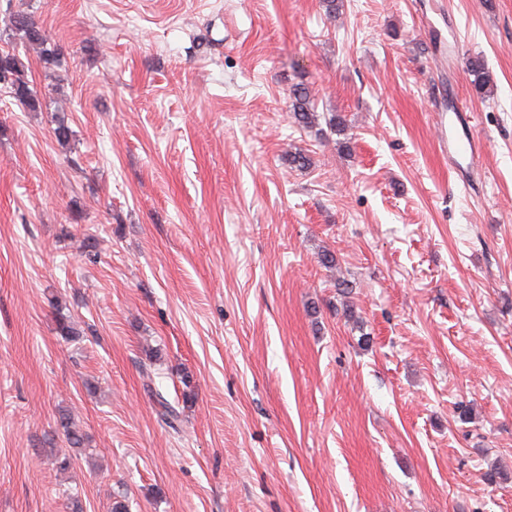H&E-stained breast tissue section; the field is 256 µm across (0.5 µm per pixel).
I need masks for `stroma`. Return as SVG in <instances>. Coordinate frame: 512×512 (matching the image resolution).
Returning <instances> with one entry per match:
<instances>
[{"instance_id":"35a3bbf8","label":"stroma","mask_w":512,"mask_h":512,"mask_svg":"<svg viewBox=\"0 0 512 512\" xmlns=\"http://www.w3.org/2000/svg\"><path fill=\"white\" fill-rule=\"evenodd\" d=\"M1 50L0 512H512V0H0ZM11 25L21 39L36 50L39 61L44 64V67L55 66L60 62L61 49L47 40L31 16L17 15L12 18ZM0 87L9 89L16 100L30 109H37L41 104L30 87L24 64L9 51L0 53ZM293 98V118L295 123L306 128L315 126L318 123L319 115L311 110L308 89L305 87L294 89ZM469 122L455 104L448 107V155L457 162L470 161L483 146ZM58 430L65 437L70 448L85 449V438L77 424L68 413H61L57 420Z\"/></svg>"}]
</instances>
